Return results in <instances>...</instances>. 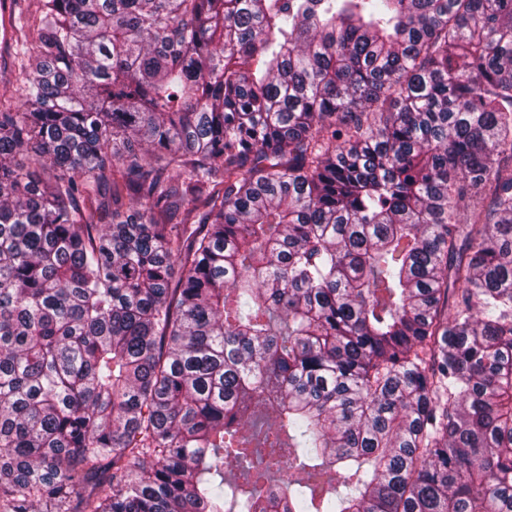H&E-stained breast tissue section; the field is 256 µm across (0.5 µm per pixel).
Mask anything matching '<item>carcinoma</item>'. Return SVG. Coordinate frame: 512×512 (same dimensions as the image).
Masks as SVG:
<instances>
[{
  "label": "carcinoma",
  "instance_id": "1",
  "mask_svg": "<svg viewBox=\"0 0 512 512\" xmlns=\"http://www.w3.org/2000/svg\"><path fill=\"white\" fill-rule=\"evenodd\" d=\"M38 2L0 512H512V0Z\"/></svg>",
  "mask_w": 512,
  "mask_h": 512
}]
</instances>
